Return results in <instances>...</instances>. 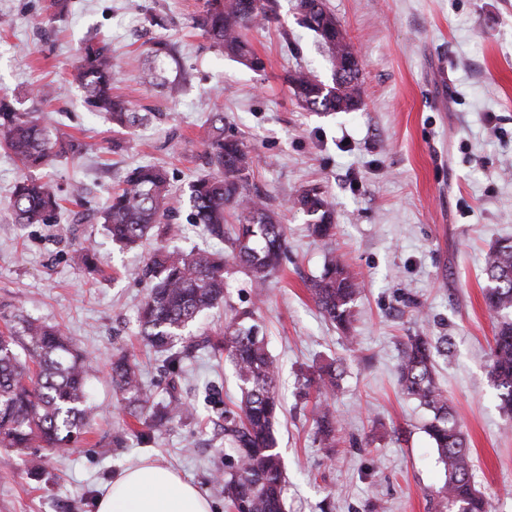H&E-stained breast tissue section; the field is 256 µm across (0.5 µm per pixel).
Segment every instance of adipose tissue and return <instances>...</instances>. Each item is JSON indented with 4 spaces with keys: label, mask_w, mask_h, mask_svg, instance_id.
Instances as JSON below:
<instances>
[{
    "label": "adipose tissue",
    "mask_w": 512,
    "mask_h": 512,
    "mask_svg": "<svg viewBox=\"0 0 512 512\" xmlns=\"http://www.w3.org/2000/svg\"><path fill=\"white\" fill-rule=\"evenodd\" d=\"M95 512H211V507L187 478L146 456L113 479Z\"/></svg>",
    "instance_id": "ef3b65f1"
}]
</instances>
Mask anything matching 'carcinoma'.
Instances as JSON below:
<instances>
[{
	"label": "carcinoma",
	"instance_id": "1",
	"mask_svg": "<svg viewBox=\"0 0 512 512\" xmlns=\"http://www.w3.org/2000/svg\"><path fill=\"white\" fill-rule=\"evenodd\" d=\"M314 0H294L299 23L319 38L322 51L333 65L332 81L326 83L303 69L288 72L286 82L297 104L311 112H347L362 103L360 69H346L357 61L346 39L336 38L338 21L329 10L306 14ZM277 0H202L195 25L224 56L254 70L265 68L248 32L265 27L277 18ZM168 45L153 43L150 57L157 63L144 81L156 83L169 95L180 87L164 76ZM76 78L94 112L110 115L119 130L134 127L146 116L132 111L112 93L119 70L105 42L88 46L76 66ZM0 148L28 171L14 186L8 208L17 224H52L61 211L56 189L34 175L63 153L79 154L81 142H53L42 125L39 111H20L6 95L0 96ZM205 164L212 172L191 181L188 200L191 220L203 225L213 238L224 241V251L199 250L182 254L161 245L148 257L142 276L150 283L140 309V336L145 345L164 356L169 368L179 362L171 352L183 332L208 309L220 304L229 311L224 320V340L207 334L186 340L199 350L224 349V359L239 382L240 397L224 407V442L235 457L224 462V499L230 512H284L285 475L277 448L275 425L281 411L278 373L260 334L257 311L237 308L226 299L227 278L237 268L256 293L268 286L288 258V243L279 214L273 205L250 192L255 158L241 139L224 131V113L215 112L204 145ZM124 187L112 194L98 222L124 248H132L153 232L167 239L182 232L172 223L173 207L163 169L142 165L129 170ZM295 204L309 217L311 235L321 241L334 236L332 206L318 187L303 188ZM99 258L90 247L78 251L76 263L91 273ZM484 299L500 316L490 345V376L498 390L504 413L512 417V240L504 239L490 251ZM323 315L343 332L349 331L353 307L362 292L361 283L336 255L328 256L321 274L308 287ZM448 338L433 341L410 336L401 352L398 381L401 391L430 413L425 433L442 464L445 481L435 491V512H489L483 495L475 488L467 439L455 409L436 378L435 357L446 354ZM94 371L93 361L80 353L63 330L25 320L0 330V445L22 452L36 442L47 448H66L77 442L89 422L86 385ZM112 385L127 404L129 414L148 427L162 424L187 412L186 406L155 403L142 388L141 373L129 355L112 358ZM339 374L336 363L319 367L305 379L300 394L315 390L314 436L323 454H336V415L327 402L335 393Z\"/></svg>",
	"mask_w": 512,
	"mask_h": 512
}]
</instances>
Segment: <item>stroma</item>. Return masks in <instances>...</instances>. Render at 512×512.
I'll return each mask as SVG.
<instances>
[{
  "instance_id": "1",
  "label": "stroma",
  "mask_w": 512,
  "mask_h": 512,
  "mask_svg": "<svg viewBox=\"0 0 512 512\" xmlns=\"http://www.w3.org/2000/svg\"><path fill=\"white\" fill-rule=\"evenodd\" d=\"M69 0L62 15L49 0H0V94L18 108H39L51 138L85 144L39 175L62 190L55 224H17L7 208L22 171L0 151V326L35 320L61 327L98 374L88 383L93 418L68 450H42L43 468L0 447V512H95V500L119 472L151 456L188 478L227 512L215 477L224 469L225 403L238 387L221 353L206 349L174 372L139 336L147 293L141 269L155 240L123 249L94 215L139 165L169 178L181 237L170 248L220 251L223 241L188 223V185L204 174L201 155L212 113L224 114L257 160L251 188L268 197L285 226L288 261L260 305L268 349L280 371L276 425L288 485L285 512H434L444 482L423 426L427 411L397 385L406 337H448L437 375L463 425L472 480L492 512H512V419L498 408L489 375L497 325L483 290L485 258L512 238V0H326L359 51L363 102L354 112H310L292 99L285 76L296 65L330 80L314 32L290 0L250 39L264 59L254 72L222 56L193 20L199 0ZM103 39L121 78L115 95L151 113L114 149L112 122L90 112L75 62ZM168 41L182 90L170 97L142 82L152 41ZM59 86L47 102L29 91ZM317 185L333 204L332 240L313 237L293 207L297 190ZM93 245L99 270L73 256ZM341 256L364 283L350 331L326 320L306 288L328 254ZM128 352L146 388L168 400L174 382L190 416L158 429L131 417L112 387L110 363ZM345 372L330 402L341 442L325 459L314 440L313 402L300 397L304 374L332 360Z\"/></svg>"
}]
</instances>
